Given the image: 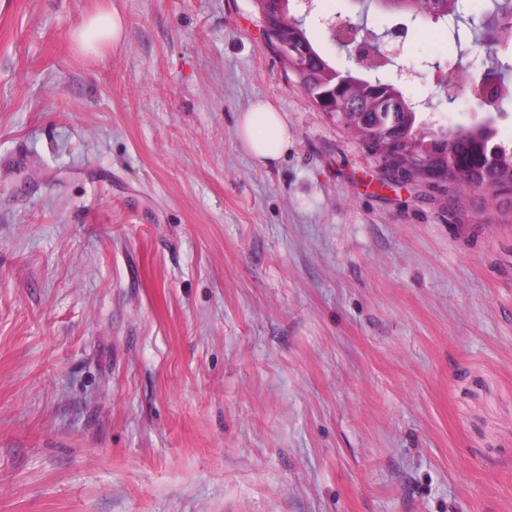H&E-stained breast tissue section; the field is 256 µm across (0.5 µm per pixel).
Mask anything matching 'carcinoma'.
<instances>
[{
	"label": "carcinoma",
	"instance_id": "carcinoma-1",
	"mask_svg": "<svg viewBox=\"0 0 512 512\" xmlns=\"http://www.w3.org/2000/svg\"><path fill=\"white\" fill-rule=\"evenodd\" d=\"M362 12L374 6L380 10L405 14L412 20L442 21L458 35L462 15L460 0H360ZM512 14V0H490L485 21L469 23L475 39L485 44L489 65L484 78L495 83L504 94L512 93V64L505 63L496 47L512 44V29L504 27L496 42L485 38L486 21ZM264 18L272 49L309 95H317V106L336 113V122L361 142L372 154L387 155L392 167L401 171L404 183L421 185L419 172L435 169L445 173L444 187L451 191L489 185L493 192L487 203L507 197L512 205V147L494 142L496 129L491 122L471 128L431 131L423 112L407 97L402 85L392 80L367 79L348 73L347 80L335 83L331 74L336 66L313 43L303 18L292 12V5L281 0H265ZM299 52L300 63L289 59L284 47Z\"/></svg>",
	"mask_w": 512,
	"mask_h": 512
}]
</instances>
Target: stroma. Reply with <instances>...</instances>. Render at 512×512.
Here are the masks:
<instances>
[{
  "label": "stroma",
  "instance_id": "1",
  "mask_svg": "<svg viewBox=\"0 0 512 512\" xmlns=\"http://www.w3.org/2000/svg\"><path fill=\"white\" fill-rule=\"evenodd\" d=\"M397 37L433 127L492 122L462 0ZM117 9L124 41L72 33ZM315 0L306 25L354 68ZM258 100L292 133L255 161ZM385 184L254 0H0V512H512V210ZM237 135L243 148L262 164L279 161L288 152L291 135L282 112L259 101L238 118Z\"/></svg>",
  "mask_w": 512,
  "mask_h": 512
}]
</instances>
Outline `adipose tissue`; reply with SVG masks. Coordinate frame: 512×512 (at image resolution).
<instances>
[{
	"mask_svg": "<svg viewBox=\"0 0 512 512\" xmlns=\"http://www.w3.org/2000/svg\"><path fill=\"white\" fill-rule=\"evenodd\" d=\"M123 20L118 12L104 11L89 17L79 28L76 38L86 50L100 45H119ZM237 135L243 148L263 164L279 161L288 152L291 135L282 112L271 103L257 102L243 112L237 123Z\"/></svg>",
	"mask_w": 512,
	"mask_h": 512,
	"instance_id": "ef3b65f1",
	"label": "adipose tissue"
}]
</instances>
